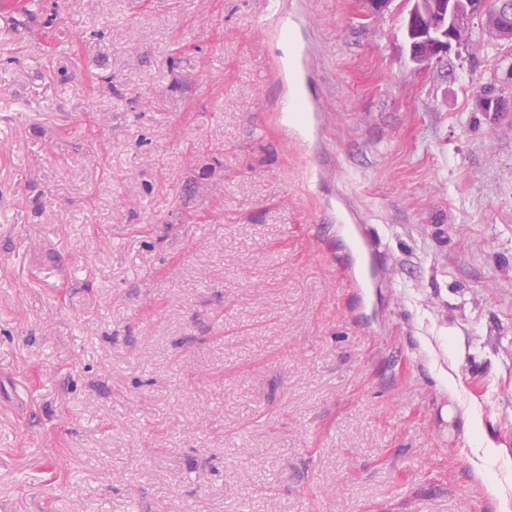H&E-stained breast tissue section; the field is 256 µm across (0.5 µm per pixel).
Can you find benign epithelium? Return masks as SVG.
<instances>
[{
    "mask_svg": "<svg viewBox=\"0 0 512 512\" xmlns=\"http://www.w3.org/2000/svg\"><path fill=\"white\" fill-rule=\"evenodd\" d=\"M407 31L417 37L412 47L417 63L427 64L447 55L452 43L459 41L471 24V13L461 10L447 15L445 0H413L404 18Z\"/></svg>",
    "mask_w": 512,
    "mask_h": 512,
    "instance_id": "1",
    "label": "benign epithelium"
}]
</instances>
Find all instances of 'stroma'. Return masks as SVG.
I'll return each instance as SVG.
<instances>
[{"label": "stroma", "mask_w": 512, "mask_h": 512, "mask_svg": "<svg viewBox=\"0 0 512 512\" xmlns=\"http://www.w3.org/2000/svg\"><path fill=\"white\" fill-rule=\"evenodd\" d=\"M282 2L315 130L263 0L0 9V512H512V43Z\"/></svg>", "instance_id": "obj_1"}]
</instances>
